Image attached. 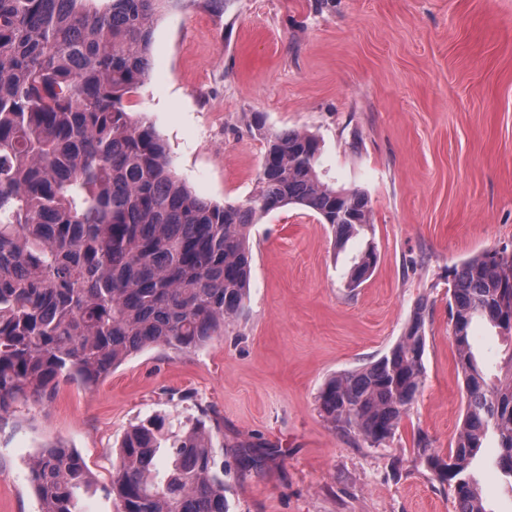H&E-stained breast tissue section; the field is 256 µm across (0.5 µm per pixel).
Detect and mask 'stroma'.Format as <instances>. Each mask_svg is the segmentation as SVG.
<instances>
[{"label":"stroma","instance_id":"obj_1","mask_svg":"<svg viewBox=\"0 0 512 512\" xmlns=\"http://www.w3.org/2000/svg\"><path fill=\"white\" fill-rule=\"evenodd\" d=\"M151 70L126 100L153 123L178 175L206 200L255 187L264 140L296 129L320 140L326 180L364 190L366 235L336 247L329 225L288 206L251 229L249 297L234 326L195 352L150 348L90 388L61 383L0 420V512H40L27 462L63 445L93 484L82 512H119L109 491L125 433L160 415L208 414L215 447L257 466L225 479L229 512H454L414 452L447 455L465 413L448 315V271L512 244V0H174L154 24ZM378 262L356 289L366 245ZM426 300L425 382L395 436L373 448L331 430L318 394L378 360ZM474 351L489 375L512 339L485 322ZM497 439L474 462L488 512H512ZM377 264V253L374 249H368L362 252L358 257L354 259L353 265L350 268L348 274L347 288H358L363 282H365L372 272L374 271ZM371 269L369 275L360 281L363 274Z\"/></svg>","mask_w":512,"mask_h":512}]
</instances>
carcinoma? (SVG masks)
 I'll return each instance as SVG.
<instances>
[{
    "label": "carcinoma",
    "instance_id": "cac0c4a2",
    "mask_svg": "<svg viewBox=\"0 0 512 512\" xmlns=\"http://www.w3.org/2000/svg\"><path fill=\"white\" fill-rule=\"evenodd\" d=\"M0 0V416L60 381L92 387L146 348H204L244 308L250 227L296 205L330 225L336 245L368 229L367 194L322 180L317 137L248 125L265 142L254 191L220 205L179 177L152 123L124 107L145 82L154 20L173 0ZM377 264L354 259L347 287ZM450 320L466 409L442 458L417 454L448 486L455 512H486L471 470L488 431L497 468L512 477V355L490 379L472 351L475 320L512 334V248L453 269ZM424 302L377 361L329 378L318 395L334 430L371 447L392 438L425 381ZM206 417L171 433L151 416L131 427L112 467L120 512H228ZM29 480L41 512H80L92 482L83 458L39 451Z\"/></svg>",
    "mask_w": 512,
    "mask_h": 512
}]
</instances>
